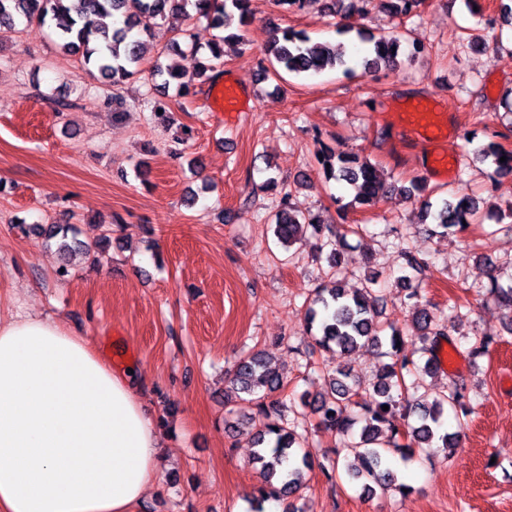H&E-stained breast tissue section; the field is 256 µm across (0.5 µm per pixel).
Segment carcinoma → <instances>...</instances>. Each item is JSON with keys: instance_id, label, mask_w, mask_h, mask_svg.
I'll use <instances>...</instances> for the list:
<instances>
[{"instance_id": "carcinoma-1", "label": "carcinoma", "mask_w": 512, "mask_h": 512, "mask_svg": "<svg viewBox=\"0 0 512 512\" xmlns=\"http://www.w3.org/2000/svg\"><path fill=\"white\" fill-rule=\"evenodd\" d=\"M373 0H327L326 14L347 17L366 13ZM423 0H387L390 13L409 17L417 14ZM194 9L216 30H231L219 35L208 45L209 57L201 65L199 77L214 70L223 56L224 43L242 39L243 28L252 19L251 0H0V32L12 31L16 22L36 23L48 27L55 35L58 49L66 55L80 57L84 66L95 70L112 84L124 83L141 73L145 53L142 36L168 14H185ZM359 46L342 42H314L302 31L285 28L274 32L265 53L264 74L313 76L328 67L343 74H355L353 51L361 53L362 74L382 68L394 70L401 60L400 36L388 33L375 35L357 32ZM152 77L161 78L163 85L177 82L182 95L190 94L192 84L183 81L176 68L156 67ZM478 155L492 159L494 173L512 175V151L496 143L477 148ZM324 177L328 181L344 182L354 190L352 200L341 209H362L396 191L407 196L420 189L417 181L409 185L390 183L370 160L327 145L320 146ZM507 160L500 161L501 157ZM479 202L457 194L441 196L424 202L422 222H431L445 231L465 230L478 213ZM323 240L321 247H330L328 263L340 267L338 247L347 236L362 231L355 225L315 224L297 214L283 196L275 215L274 235L285 248L292 246L307 231ZM70 227L51 224L39 228V234L54 242L61 259L78 245L68 236ZM490 280L489 294L495 301L512 311V283L502 286L493 274V264L480 257ZM412 280L405 274L398 280L410 301L412 323L419 331L427 358L423 364L414 360L417 350L409 347L405 337L395 327L379 321L381 297L371 288L346 290L342 280L332 286L313 290L305 310L307 333L315 347L348 357L362 348L383 351L390 361L383 364L369 387L348 369H338L328 376V391L316 396H302L303 406L316 417V428L328 434L351 439L354 462L345 466L350 483L367 493L395 488L399 492L412 487L398 482L390 467L392 456L404 462L412 460L425 448H441L450 455L458 447L459 434L444 429L448 409L470 412L469 398L462 386H453L434 395L424 391L425 377L438 374L439 361L433 344L448 335L447 326L440 323L437 313L419 300L417 291L407 287ZM390 330L387 336L381 332ZM230 391L254 397L257 414L250 418L255 428V450L251 461L259 465L261 485L253 500V512H263V503L276 499L284 504L283 512H300L293 498L303 489L304 470L312 468L309 455L300 453L304 434L282 422L283 394L287 387L283 373L259 351L240 357L228 377ZM388 409H383V406Z\"/></svg>"}]
</instances>
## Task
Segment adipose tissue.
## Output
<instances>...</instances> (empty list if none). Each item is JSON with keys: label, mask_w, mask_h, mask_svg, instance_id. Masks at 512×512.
Instances as JSON below:
<instances>
[{"label": "adipose tissue", "mask_w": 512, "mask_h": 512, "mask_svg": "<svg viewBox=\"0 0 512 512\" xmlns=\"http://www.w3.org/2000/svg\"><path fill=\"white\" fill-rule=\"evenodd\" d=\"M163 446L137 387L84 338L0 313V512H132Z\"/></svg>", "instance_id": "adipose-tissue-1"}]
</instances>
